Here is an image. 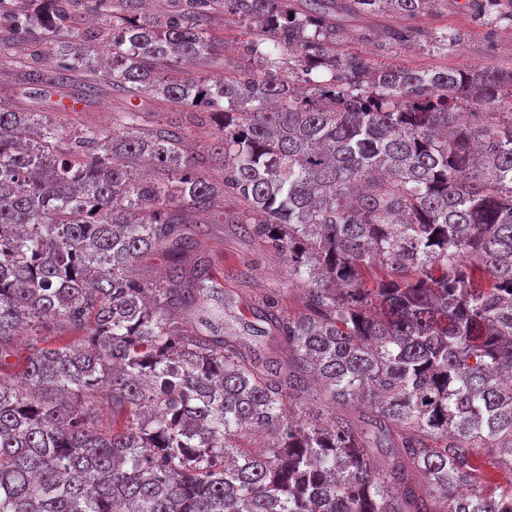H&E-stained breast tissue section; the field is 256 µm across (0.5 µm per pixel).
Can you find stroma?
I'll return each instance as SVG.
<instances>
[{"instance_id":"obj_1","label":"stroma","mask_w":512,"mask_h":512,"mask_svg":"<svg viewBox=\"0 0 512 512\" xmlns=\"http://www.w3.org/2000/svg\"><path fill=\"white\" fill-rule=\"evenodd\" d=\"M465 3L466 0H435L431 12L416 21L417 26L430 35L446 28L465 32L466 38L454 54L433 52L430 43L425 41L413 47L380 51L375 42V31L400 22L398 16L390 13L344 17V45L358 50L376 64L395 62L419 69L448 66L462 70L512 66V29L480 25L472 18ZM23 90L20 69L0 66L1 99L21 98L24 107L45 113L53 123L68 130L82 126L111 128L115 118L127 106L126 101L105 83L100 84L96 95L82 102L77 112L66 111L59 106L57 98L29 97ZM191 230L199 251L210 259L225 291L238 295L240 315H247L249 307L265 296L286 273L279 255L268 251L260 242L241 236L237 225L218 223L216 215H209L207 223L192 225ZM246 264L253 269V276L248 281L240 277V270Z\"/></svg>"}]
</instances>
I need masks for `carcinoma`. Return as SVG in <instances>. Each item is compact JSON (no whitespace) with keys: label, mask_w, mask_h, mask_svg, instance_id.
Instances as JSON below:
<instances>
[{"label":"carcinoma","mask_w":512,"mask_h":512,"mask_svg":"<svg viewBox=\"0 0 512 512\" xmlns=\"http://www.w3.org/2000/svg\"><path fill=\"white\" fill-rule=\"evenodd\" d=\"M433 3L0 0L28 93L83 74L75 99L100 78L127 100L119 129L66 131L0 99V512H512V67L374 65L336 26ZM216 15L261 70H183L215 58ZM146 92L215 123L206 151ZM227 198L224 223L286 262L276 287L303 290L294 314L249 308L278 370L237 318L188 320L239 306L189 232ZM156 254L164 276L133 274ZM477 449L511 482L486 491Z\"/></svg>","instance_id":"obj_1"}]
</instances>
